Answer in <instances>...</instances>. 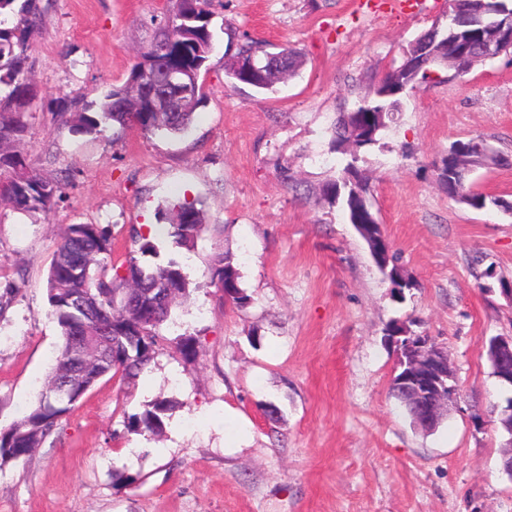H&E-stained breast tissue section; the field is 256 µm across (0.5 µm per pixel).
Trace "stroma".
Returning <instances> with one entry per match:
<instances>
[{
    "instance_id": "stroma-1",
    "label": "stroma",
    "mask_w": 512,
    "mask_h": 512,
    "mask_svg": "<svg viewBox=\"0 0 512 512\" xmlns=\"http://www.w3.org/2000/svg\"><path fill=\"white\" fill-rule=\"evenodd\" d=\"M38 4L27 54L39 96L23 156L68 185L46 216L0 203V290L19 286L0 313V429L38 400L61 343L46 276L67 225L108 227L117 267L136 248L131 226L165 239L157 212L168 200L197 201L205 225L193 249L160 252L194 291L158 329L151 363L134 382L100 380L58 433L1 467L0 512H512L499 423L512 387L484 349L512 336V165L468 177L498 207L458 204L439 181L455 141L483 138L512 156V55L461 78L433 72L359 154L410 282L400 290L320 189L351 160L336 148L339 114L422 31L447 24L445 0H419L408 16L365 0H213L207 101L188 131L96 138L62 113L122 86L176 0ZM247 38L296 49L304 65L266 93L231 83L224 62ZM226 255L245 307L211 282ZM395 321L448 353L457 395L434 431L392 394ZM160 400L162 434L133 426Z\"/></svg>"
}]
</instances>
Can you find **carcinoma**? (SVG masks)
I'll return each mask as SVG.
<instances>
[{
	"instance_id": "cac0c4a2",
	"label": "carcinoma",
	"mask_w": 512,
	"mask_h": 512,
	"mask_svg": "<svg viewBox=\"0 0 512 512\" xmlns=\"http://www.w3.org/2000/svg\"><path fill=\"white\" fill-rule=\"evenodd\" d=\"M0 0V200L6 201L18 213L48 214L60 198L68 180L45 177L27 170L19 145L27 127L22 120L31 111L29 104L38 96V89L28 75L27 48L30 38L38 32L42 16L36 0ZM212 0H177L172 23L159 30L155 41L142 54V60L131 69L124 86L108 90L95 110L80 107L69 113L67 123L71 131L82 135H98L112 127L118 131L137 128L148 134L165 131L179 136L190 126L196 110L205 102L206 94L198 90L197 97L180 103L175 112H155L146 97L144 86L154 74L156 60L183 67L194 75L201 69L212 50L210 30ZM477 8L471 0H448V25L425 30L433 49L446 56L454 51L461 57L457 73L469 68L461 53L462 44L475 36L478 44L488 28L477 23ZM266 45L245 39L237 55L254 57L260 74L253 78L238 76L234 81L262 92L270 90L285 75L296 73L304 64L301 55L292 48H282V60L270 64L265 60ZM411 60L403 57L401 63L388 72L374 86L371 94L356 106L339 114L335 124L336 147L352 157L343 174L322 186V196L330 204L344 211L348 222L354 223L358 211L364 209L362 194L367 182L354 161L358 153L378 142L387 122L401 111L402 98L409 90L426 82L422 70L409 68ZM457 157L449 150L444 160L441 178L448 198L472 209L481 210L491 197L475 193L467 185L470 172L487 162V157L468 153L460 176L452 175ZM160 214L167 220L172 245L189 249L195 245L204 226V213L196 203L187 199L167 202ZM130 236L141 242L142 255L160 256L157 243L144 238L136 226ZM112 238L108 229L98 224H70L66 227L54 251L46 280L48 314L57 323L62 343L58 347L48 384L73 372L70 352L71 337L82 336L84 368L75 378L85 383L102 378L120 376L134 380L153 360L152 346L156 330L170 316L172 304L179 297L190 294V282L179 261L146 267L138 258L126 260L124 274H111ZM233 303L242 306L247 296L239 285V272L228 255L219 260L213 274ZM169 282L172 291L165 299L152 303L151 290L157 283ZM107 326L112 346L117 350L114 361L103 363L96 359L97 336ZM71 407H60L52 399L51 390L41 394L38 402L20 421L0 430V467L15 460V455L31 456L35 449L60 426ZM169 410L163 401L146 409L135 424L150 432L162 428V415Z\"/></svg>"
}]
</instances>
